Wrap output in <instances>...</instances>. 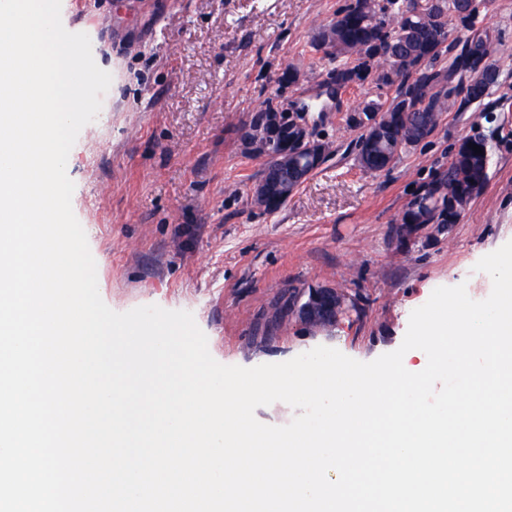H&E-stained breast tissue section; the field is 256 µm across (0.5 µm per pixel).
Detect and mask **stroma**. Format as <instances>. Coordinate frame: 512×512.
I'll use <instances>...</instances> for the list:
<instances>
[{"label":"stroma","mask_w":512,"mask_h":512,"mask_svg":"<svg viewBox=\"0 0 512 512\" xmlns=\"http://www.w3.org/2000/svg\"><path fill=\"white\" fill-rule=\"evenodd\" d=\"M349 0H61L71 32L95 29L93 58L112 76L104 118L70 151L73 212L96 262L104 303L191 312L224 365L281 363L318 346L369 362L396 350L411 312L440 286L486 299L480 258L512 240V0H480L473 25L448 23L462 49L471 26L496 38L497 82L479 103L444 113L436 131L382 172L357 159L362 101L387 105L373 77L327 100L313 137L324 162L278 210L254 207L262 158L240 133L272 98L294 108L324 94L345 58L314 49ZM301 79L281 87L287 67ZM491 138L490 176L457 224H433L408 247L395 228L414 191L447 169L458 145ZM327 285L358 309L326 332L282 310L289 290Z\"/></svg>","instance_id":"obj_1"}]
</instances>
